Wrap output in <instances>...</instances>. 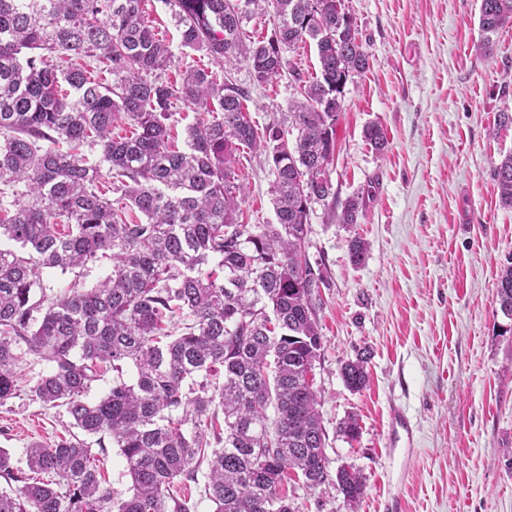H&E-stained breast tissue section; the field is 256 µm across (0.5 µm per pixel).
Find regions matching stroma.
Here are the masks:
<instances>
[{
	"label": "stroma",
	"mask_w": 512,
	"mask_h": 512,
	"mask_svg": "<svg viewBox=\"0 0 512 512\" xmlns=\"http://www.w3.org/2000/svg\"><path fill=\"white\" fill-rule=\"evenodd\" d=\"M369 55L350 81L327 174L332 200L313 203L306 252L323 281L316 318L324 338L314 368L332 467L359 471L357 508L331 486L285 487L295 512H512V319L497 282L512 262V209L500 205L493 170L512 154V125L497 127L512 103V25L485 39L480 0H343ZM146 15L181 65L214 68L182 47L163 0ZM285 57L295 74L254 83L246 64L231 76L247 95L254 125L284 122L298 79L319 71L313 44ZM380 124L376 152L363 130ZM235 171L246 187L247 224H271L273 180L264 154L243 147ZM362 194L359 224L340 220L347 198ZM367 245L352 264V237ZM370 351L369 385L354 392L342 366ZM41 365L24 368L15 398L0 406V448L25 468L30 444H51L73 429L63 409L31 398ZM406 412L414 448L390 450L391 406ZM356 415L357 440L337 431Z\"/></svg>",
	"instance_id": "35a3bbf8"
}]
</instances>
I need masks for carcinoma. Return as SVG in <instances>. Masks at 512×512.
Masks as SVG:
<instances>
[{
    "instance_id": "1",
    "label": "carcinoma",
    "mask_w": 512,
    "mask_h": 512,
    "mask_svg": "<svg viewBox=\"0 0 512 512\" xmlns=\"http://www.w3.org/2000/svg\"><path fill=\"white\" fill-rule=\"evenodd\" d=\"M143 2L0 0V237L13 244L0 247V405L16 395L17 364L45 366L32 399L64 408L85 436L112 438L131 478L125 498L103 486L78 437L32 444L27 475L0 448V478L18 484L0 491V512H191L176 483L204 463L214 512H294L281 493L290 473L337 487L353 507L363 478L331 472L309 380L324 336L322 272L305 242L311 205L336 197L326 168L345 86L369 67L355 21L342 0H165L182 47L222 67L244 62L259 84L281 75L286 50L314 42L319 75L293 72L290 142L278 125L258 133L245 92L212 70L155 77L176 61ZM266 13L273 33L246 43L243 19ZM507 24L512 0H481L483 34ZM178 102L199 113L184 150L167 124ZM240 145L265 148L274 224L239 223ZM494 178L512 207V155ZM363 209L364 197L346 200L342 222ZM101 257L112 272L96 286L35 297L44 272ZM497 297L512 319V264ZM364 363L342 368L348 388L366 386ZM106 368L108 392L86 401Z\"/></svg>"
}]
</instances>
